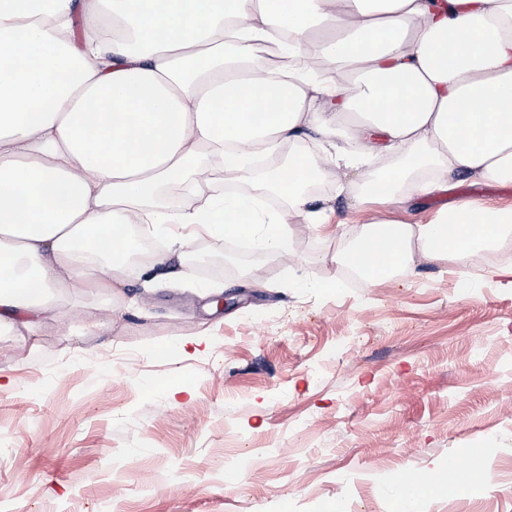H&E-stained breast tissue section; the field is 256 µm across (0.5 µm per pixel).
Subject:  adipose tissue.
<instances>
[{"instance_id": "1", "label": "adipose tissue", "mask_w": 512, "mask_h": 512, "mask_svg": "<svg viewBox=\"0 0 512 512\" xmlns=\"http://www.w3.org/2000/svg\"><path fill=\"white\" fill-rule=\"evenodd\" d=\"M82 35L74 37L73 20ZM281 60L256 66L260 46ZM335 77L300 61L304 42ZM401 153L357 204L422 198L467 175L512 184V0H0V327L52 315L47 289L123 288L133 224L285 253L310 182L363 161L336 150L269 173L266 196L208 195L201 169L245 181L305 138ZM204 196L161 207L162 185ZM368 280L416 257L467 260L512 240V205L462 199L424 224L346 228Z\"/></svg>"}]
</instances>
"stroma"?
<instances>
[{"mask_svg": "<svg viewBox=\"0 0 512 512\" xmlns=\"http://www.w3.org/2000/svg\"><path fill=\"white\" fill-rule=\"evenodd\" d=\"M364 178L324 179L330 224L295 217L288 257L192 233L168 243L178 268L56 289L54 318L0 331V512H394L404 474L418 512H512V258L464 289L450 262L353 282L332 261L343 225L512 203V185L359 210ZM331 275L336 292L307 290ZM455 454L466 471L433 483Z\"/></svg>", "mask_w": 512, "mask_h": 512, "instance_id": "1", "label": "stroma"}]
</instances>
